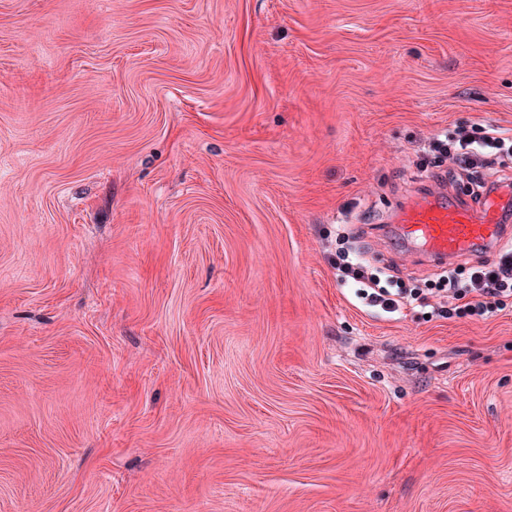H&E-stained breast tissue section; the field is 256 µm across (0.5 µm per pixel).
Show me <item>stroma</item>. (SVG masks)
Instances as JSON below:
<instances>
[{
    "mask_svg": "<svg viewBox=\"0 0 512 512\" xmlns=\"http://www.w3.org/2000/svg\"><path fill=\"white\" fill-rule=\"evenodd\" d=\"M512 133V0H0V512H512V300L337 279ZM477 126L449 130L444 139L430 140L428 150L448 155V162L459 174L475 180L480 189L477 195H480L487 188L483 172L496 164L503 166L502 158L511 157L512 136L492 125ZM507 143H510L508 147ZM336 270L341 280L351 279L360 285L356 297L366 307L384 313H397L413 303H424L423 288H407L401 282L386 278V283H395L397 288H387L379 273L372 271L366 265L351 260L348 250L336 253Z\"/></svg>",
    "mask_w": 512,
    "mask_h": 512,
    "instance_id": "stroma-1",
    "label": "stroma"
}]
</instances>
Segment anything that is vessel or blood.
Masks as SVG:
<instances>
[{"mask_svg": "<svg viewBox=\"0 0 512 512\" xmlns=\"http://www.w3.org/2000/svg\"><path fill=\"white\" fill-rule=\"evenodd\" d=\"M512 187L485 193L480 203L462 202L431 191L404 203L393 217V241L400 253L418 252L444 265L474 257L512 240Z\"/></svg>", "mask_w": 512, "mask_h": 512, "instance_id": "obj_1", "label": "vessel or blood"}]
</instances>
